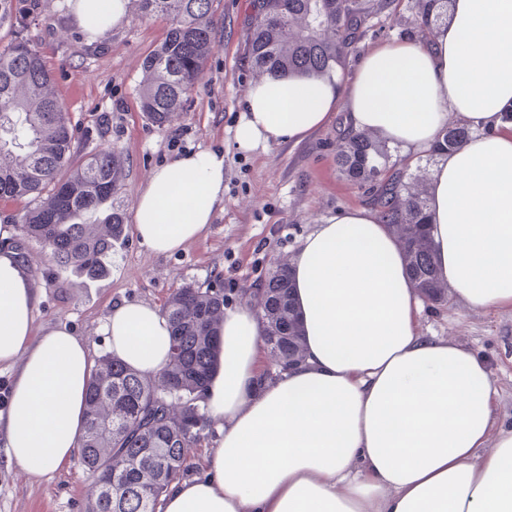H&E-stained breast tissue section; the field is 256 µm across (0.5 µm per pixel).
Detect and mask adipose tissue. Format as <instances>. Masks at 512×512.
<instances>
[{
    "mask_svg": "<svg viewBox=\"0 0 512 512\" xmlns=\"http://www.w3.org/2000/svg\"><path fill=\"white\" fill-rule=\"evenodd\" d=\"M131 0L76 11L99 39ZM512 0H451L432 42L376 46L353 76L289 73L251 86L235 135L248 148L299 143L337 111L418 157L457 119L471 131L438 156L429 222L439 275L473 310L512 304ZM224 153L205 148L154 170L134 233L156 254L201 239L224 206ZM0 219V365L13 370L0 411L7 458L46 475L75 455L95 352L65 328L33 333L38 296ZM304 361L261 380L263 324L253 304L226 310L218 365L200 393L219 437L197 472L172 482L161 512H512V430L492 433L488 360L422 335V300L400 247L373 210H341L292 255ZM109 349L159 377L170 328L148 302L112 306Z\"/></svg>",
    "mask_w": 512,
    "mask_h": 512,
    "instance_id": "1",
    "label": "adipose tissue"
}]
</instances>
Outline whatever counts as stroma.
<instances>
[{
    "instance_id": "obj_1",
    "label": "stroma",
    "mask_w": 512,
    "mask_h": 512,
    "mask_svg": "<svg viewBox=\"0 0 512 512\" xmlns=\"http://www.w3.org/2000/svg\"><path fill=\"white\" fill-rule=\"evenodd\" d=\"M224 22L203 78L187 112L166 126L142 112L137 89L144 58L164 39L169 23L131 9L127 23L104 39L102 53L91 54V41L77 26L70 0H43L28 35L55 80L58 95L83 126L108 113L103 144L126 162V178L111 204L123 209V238L112 250L105 275L88 278L58 275L39 244L31 246L34 286L40 301L36 327H65L85 338L97 354L108 351L102 326L116 301L163 306L186 283L222 279L228 306L243 303L241 292L253 287L278 262L289 261L298 240L336 212L362 206L358 191L336 170V141L344 112L330 124L294 144L250 149L235 139L242 105L255 77L246 62L249 0H223ZM414 0H391L342 62L353 72L371 46L399 38L413 12ZM222 148L226 166L224 209L207 234L170 255H155L132 231L133 205L149 172L175 157L200 148ZM419 331L443 336L479 350L492 369L498 395L494 430L512 429V305L487 311L467 309L448 299L423 311ZM89 477L80 458L53 474L32 476L9 464L0 443V512H86Z\"/></svg>"
}]
</instances>
